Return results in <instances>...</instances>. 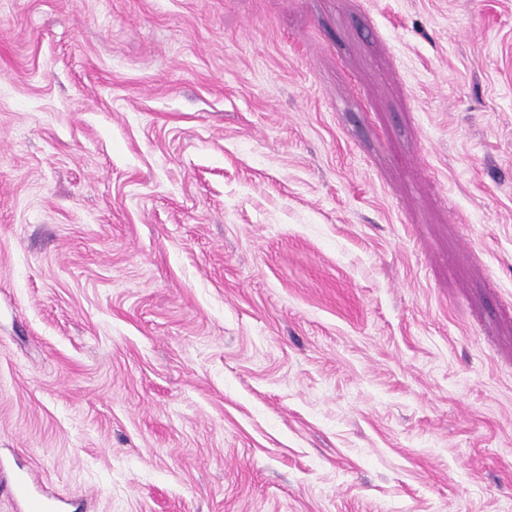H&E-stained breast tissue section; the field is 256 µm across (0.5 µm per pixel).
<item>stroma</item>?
<instances>
[{
  "label": "stroma",
  "instance_id": "stroma-1",
  "mask_svg": "<svg viewBox=\"0 0 512 512\" xmlns=\"http://www.w3.org/2000/svg\"><path fill=\"white\" fill-rule=\"evenodd\" d=\"M512 512V0H0V512ZM31 476L29 473L18 478L15 482V490L23 502L25 512H53L51 500L44 495L35 494L30 489Z\"/></svg>",
  "mask_w": 512,
  "mask_h": 512
}]
</instances>
